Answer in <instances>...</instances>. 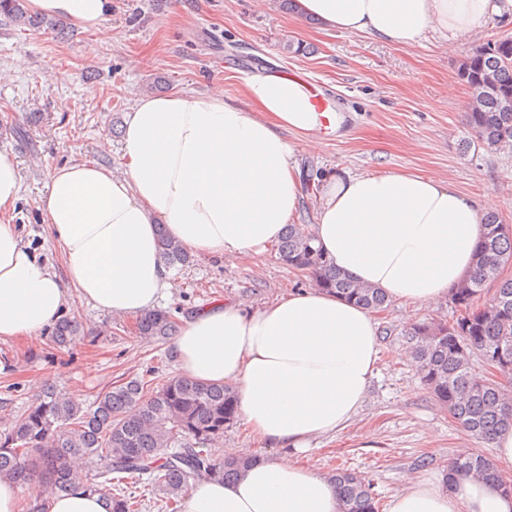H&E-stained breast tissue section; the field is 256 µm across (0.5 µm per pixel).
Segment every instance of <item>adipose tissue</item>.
I'll return each mask as SVG.
<instances>
[{"mask_svg":"<svg viewBox=\"0 0 512 512\" xmlns=\"http://www.w3.org/2000/svg\"><path fill=\"white\" fill-rule=\"evenodd\" d=\"M299 18L415 44L430 29L469 38L485 18L512 22V0H296ZM31 12L106 37L112 0H28ZM310 87L258 73L239 102L223 89L143 96L129 110L124 169L96 162L51 175L41 210L67 265L61 282L0 224V339L29 337L62 315L71 294L103 311L136 316L169 294L158 225L184 246L234 259L278 242L295 217L302 183L284 132L319 149L335 130ZM494 196L474 199L405 172L323 180L316 244L336 269L389 298L434 306L466 277ZM181 376L234 389L242 424L273 448L230 481L198 482L185 512H339L332 478L290 456L348 427L379 351L373 314L335 295L290 293L255 309L245 300L184 319L172 344ZM388 512H512V494L470 476L446 487L415 479Z\"/></svg>","mask_w":512,"mask_h":512,"instance_id":"adipose-tissue-1","label":"adipose tissue"}]
</instances>
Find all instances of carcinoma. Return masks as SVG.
I'll use <instances>...</instances> for the list:
<instances>
[{"label":"carcinoma","instance_id":"1","mask_svg":"<svg viewBox=\"0 0 512 512\" xmlns=\"http://www.w3.org/2000/svg\"><path fill=\"white\" fill-rule=\"evenodd\" d=\"M0 16L16 26L65 35L63 23L28 14L25 0H0ZM457 75L471 91L467 122L480 142L490 150L512 151V37L477 46L461 61ZM483 225L474 270L452 292L455 318L413 323L406 337L415 369L437 400L473 438L489 443L499 430L512 426V277L503 276L512 265V229L493 213L483 217ZM157 232L167 266L190 263L191 255L165 225H158ZM277 251L288 266L309 273L316 287L374 312L386 308L383 292L330 265L306 225H286ZM492 282V299L478 304ZM176 327L162 310L147 311L137 320L139 336L154 341H165ZM78 332V323L64 318L51 338L61 348ZM475 358L500 376L475 371ZM236 418L230 387L183 377L153 388L131 379L98 393L88 407L46 388L0 436V480L21 484L39 475L54 495L82 489L104 496L112 474L129 473L146 478L167 499H177L201 478L230 479L255 460L250 454L221 459L212 453ZM72 456L95 457L101 470H74L68 465ZM468 474L497 481L512 493V481L503 479L482 454L465 451L451 460L448 481ZM333 478L341 512H379L378 498L364 479L343 469Z\"/></svg>","mask_w":512,"mask_h":512}]
</instances>
